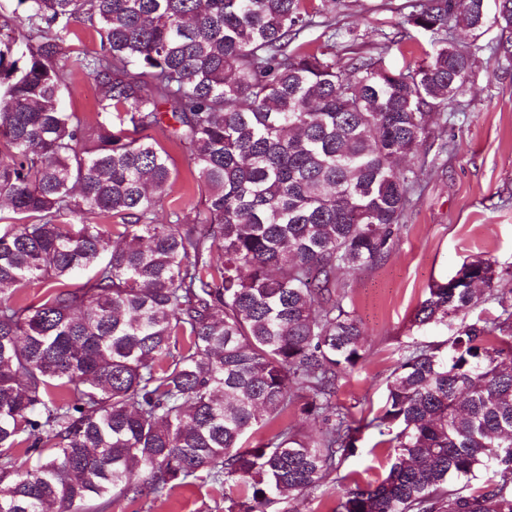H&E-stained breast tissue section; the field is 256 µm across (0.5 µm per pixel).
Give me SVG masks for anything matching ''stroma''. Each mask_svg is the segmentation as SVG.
Listing matches in <instances>:
<instances>
[{
	"mask_svg": "<svg viewBox=\"0 0 512 512\" xmlns=\"http://www.w3.org/2000/svg\"><path fill=\"white\" fill-rule=\"evenodd\" d=\"M340 32L335 53L346 61L352 52L367 51L383 34L406 33L401 47L390 48L387 62L396 69L415 65L428 35L410 31L402 15L389 11L384 0H342L336 8ZM498 35L489 29L477 35L457 30L463 45H477L473 86L460 95L435 130L426 150L428 173L412 196L401 234L391 253L361 272L341 273L345 303L363 321L366 353L337 385L336 398L354 423L359 441L354 456L337 472L334 493L306 498L302 512H332L335 493L344 486L373 484L385 475L386 457L375 447L376 430L362 427L383 406L386 381L406 345L418 342L447 345L460 321L416 328L414 312L428 288L452 277L463 262L477 258L494 262L497 287L512 293V65L495 61L488 50ZM63 107L88 124H96L97 90L87 77L74 75L62 97ZM176 177L165 208L191 218L202 209L205 191L187 154L167 144ZM153 512H224L221 492L206 484L175 489Z\"/></svg>",
	"mask_w": 512,
	"mask_h": 512,
	"instance_id": "obj_1",
	"label": "stroma"
}]
</instances>
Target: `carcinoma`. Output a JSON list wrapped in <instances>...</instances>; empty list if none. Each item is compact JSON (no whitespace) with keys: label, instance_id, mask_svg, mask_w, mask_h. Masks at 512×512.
I'll return each instance as SVG.
<instances>
[{"label":"carcinoma","instance_id":"cac0c4a2","mask_svg":"<svg viewBox=\"0 0 512 512\" xmlns=\"http://www.w3.org/2000/svg\"><path fill=\"white\" fill-rule=\"evenodd\" d=\"M310 0H18L26 52L0 39V512L152 509L176 486L266 512L326 494L359 429L336 401L365 330L342 270L384 260L426 174L419 148L471 82L463 26L498 30L512 62V0H406L429 34L401 70L373 53L345 66L301 35ZM99 48L74 56L72 20ZM98 85L90 130L62 108L69 80ZM181 146L206 190L186 222L159 211L174 182L150 132ZM79 219L73 232L58 223ZM119 217L108 235L98 218ZM433 283L413 325L493 300L446 351L413 342L369 426L393 449L377 485L332 512H512V299L491 261ZM46 285L37 305L17 294ZM321 424L309 440L288 421ZM36 463L23 470L17 451Z\"/></svg>","mask_w":512,"mask_h":512}]
</instances>
